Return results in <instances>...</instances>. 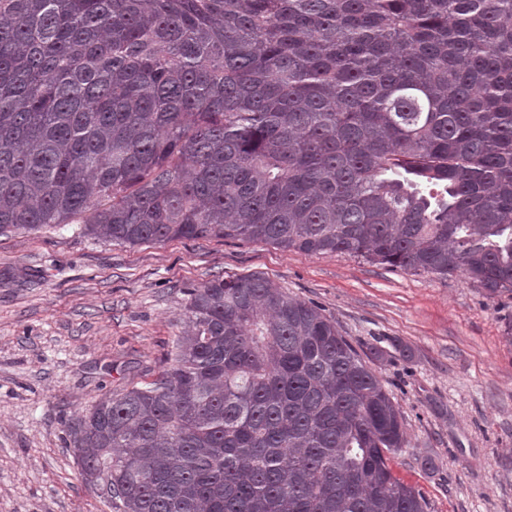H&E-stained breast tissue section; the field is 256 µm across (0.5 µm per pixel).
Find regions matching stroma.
Wrapping results in <instances>:
<instances>
[{
    "mask_svg": "<svg viewBox=\"0 0 512 512\" xmlns=\"http://www.w3.org/2000/svg\"><path fill=\"white\" fill-rule=\"evenodd\" d=\"M248 275L318 306L372 367L403 415L393 471L427 512H512L511 292L265 242H104L78 218L0 233V512H112L67 422L156 378L186 288Z\"/></svg>",
    "mask_w": 512,
    "mask_h": 512,
    "instance_id": "35a3bbf8",
    "label": "stroma"
}]
</instances>
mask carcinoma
<instances>
[{"label": "carcinoma", "mask_w": 512, "mask_h": 512, "mask_svg": "<svg viewBox=\"0 0 512 512\" xmlns=\"http://www.w3.org/2000/svg\"><path fill=\"white\" fill-rule=\"evenodd\" d=\"M264 241L512 291V0H0V232ZM67 425L115 512H426L398 406L259 275Z\"/></svg>", "instance_id": "cac0c4a2"}]
</instances>
